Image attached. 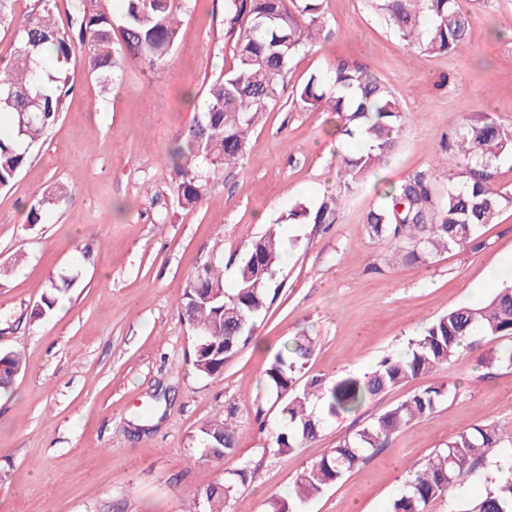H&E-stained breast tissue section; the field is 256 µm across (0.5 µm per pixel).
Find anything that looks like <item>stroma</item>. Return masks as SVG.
I'll return each instance as SVG.
<instances>
[{"label": "stroma", "mask_w": 512, "mask_h": 512, "mask_svg": "<svg viewBox=\"0 0 512 512\" xmlns=\"http://www.w3.org/2000/svg\"><path fill=\"white\" fill-rule=\"evenodd\" d=\"M461 6L471 20L468 50L420 56L369 0H322L319 41L291 63L238 171L192 211L173 206L168 194L167 148L193 116L186 92L202 96L211 74L233 61L223 0H190L183 40L164 69L128 61L107 90L77 76L45 143L0 189V266L25 256L0 282V354L23 359L0 395V512H204L196 490L244 465L257 478L224 512H266L329 448L428 386L451 394L299 512H388L406 465L445 448L457 432L490 423L512 441V368L486 361L496 339L368 400L311 447L282 454L262 432L279 421L273 399L261 394L264 370L295 336L316 341L307 373L361 375L405 351L443 311L486 298L512 270L510 205L483 227L478 244L419 267L369 237L365 224L383 188L432 168L453 124L483 113L512 124V38L493 34L512 31V0ZM342 60L366 67L400 98L404 137L336 223L298 225L301 247L281 266L283 287L255 343L220 376L199 377L188 366L197 333L177 306L197 267L223 263L232 285L266 225L343 187L340 160L354 142L340 135L336 113L296 101L311 74ZM58 183L74 187L72 199L45 206L41 222L30 223L32 205ZM75 263V285L48 317L33 319L51 280ZM224 414L236 432L234 454L220 466L197 459L200 426Z\"/></svg>", "instance_id": "obj_1"}]
</instances>
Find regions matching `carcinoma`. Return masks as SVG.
<instances>
[{
  "instance_id": "1",
  "label": "carcinoma",
  "mask_w": 512,
  "mask_h": 512,
  "mask_svg": "<svg viewBox=\"0 0 512 512\" xmlns=\"http://www.w3.org/2000/svg\"><path fill=\"white\" fill-rule=\"evenodd\" d=\"M16 0H0V27H14V54L0 66V120L11 134H0V188L9 186L28 163L32 151L65 112L75 70L95 77L103 88L112 71L128 57L161 70L182 39V14L190 0H123L121 38L114 36L112 13L102 0H70L59 23L58 0H33L21 17ZM320 0H224V38L233 45L229 69L211 76L204 87V107L172 142L168 153L173 203L192 210L211 194L224 172L239 167L249 135L260 118L280 99L290 62L313 46L320 29ZM385 24L419 55L459 53L469 47L470 22L459 0H373ZM307 107L335 112L343 133L356 138L359 149L342 159L347 191L384 165L404 134L401 102L375 74L346 61L336 69L312 75L299 89ZM512 153V126L483 114L453 126L444 156L459 159L462 169L448 190L438 195L433 173L418 172L386 189L382 203L366 216L371 238H385L402 260L424 265L451 248L464 247L494 223L512 196L497 187L498 161ZM344 206L341 194L323 195L306 214L314 224H333ZM298 246L284 238L280 224H270L252 243L235 275L224 286V267L206 263L190 278L178 301L198 344L191 370L212 377L252 340L258 319L278 296L276 269L282 257ZM76 275L64 273L51 283L33 311L50 314ZM486 338L512 339V286L498 289L484 305H463L437 316L408 343L407 349L382 358L368 373L330 382L312 376L298 383L314 351L313 338L302 335L284 346L264 372V392L275 397L280 425L269 432L279 451L310 446L325 426L357 411L370 399L436 371L474 350ZM20 368L13 353L0 354V388L10 387ZM448 395L445 386L420 389L386 410L371 423L340 441L298 476L288 498L270 503L272 512H297L298 505L356 470L391 434L431 415ZM199 458L217 464L232 455L234 430L214 417L202 424L196 438ZM495 456L512 457L494 426L474 425L456 433L447 448L406 468L404 490L390 512H430L431 503L463 487ZM243 465L196 492L204 512H224V503L255 479ZM486 493L464 500L455 512H512V480L491 481Z\"/></svg>"
}]
</instances>
